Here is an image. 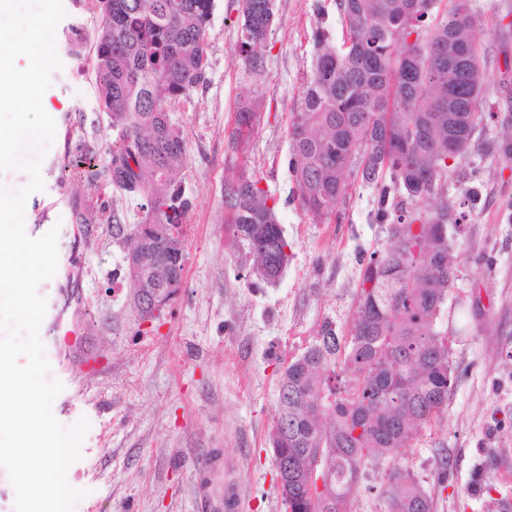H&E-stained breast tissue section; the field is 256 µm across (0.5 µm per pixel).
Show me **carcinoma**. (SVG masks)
<instances>
[{
	"label": "carcinoma",
	"mask_w": 512,
	"mask_h": 512,
	"mask_svg": "<svg viewBox=\"0 0 512 512\" xmlns=\"http://www.w3.org/2000/svg\"><path fill=\"white\" fill-rule=\"evenodd\" d=\"M94 74L103 111L118 130L108 147L110 181L139 201L142 221L110 220L131 242L127 287L172 298L183 287L172 227L193 201L180 175L185 142L168 105L207 83L205 33L214 0H96ZM240 52L254 69L257 48L276 24L272 0H236ZM341 48L323 27L315 62L289 132L287 169L302 211L336 217L348 179L379 190L375 218L385 246L363 267L350 340L332 323L283 369L270 444L288 473L286 512H348L364 471L390 463L387 512H432V491L396 458L397 449L438 417L452 386L441 330L456 279L455 240L470 212L443 197L449 162L466 154L486 126L480 100L486 50L474 37L473 0H335ZM244 105L229 136L249 135ZM243 173L224 186V223L267 282L288 266L292 244L277 201ZM441 197L431 212L414 206ZM343 373L336 372V365Z\"/></svg>",
	"instance_id": "1"
}]
</instances>
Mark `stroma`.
<instances>
[{"mask_svg": "<svg viewBox=\"0 0 512 512\" xmlns=\"http://www.w3.org/2000/svg\"><path fill=\"white\" fill-rule=\"evenodd\" d=\"M475 31L490 56L482 109L512 111V0H476ZM57 26L62 67L45 99L55 107V137L41 165L42 191L25 204V230L58 228V262L68 273L43 282L47 307L40 338L55 380L53 402L66 426L87 419L81 457L67 471L85 495L74 512H225L226 483L239 485L237 512H285L269 433L280 374L325 323L349 336L363 262L381 249L386 225L373 213L378 191L352 181L339 219L319 223L294 202L288 134L311 73L317 27L341 39L334 0H273L277 24L245 66L234 0H215L206 30L209 82L168 107L187 149L182 184L193 203L186 227L184 284L160 318L145 326L123 284L129 243L107 218L124 224L142 212L105 179L89 183L74 160L94 150L98 168L117 138L93 71L95 0H64ZM83 36L68 53L70 27ZM255 112L248 141L231 149L228 133L242 103ZM499 124L476 132L470 153L448 174V199L472 205L456 234L457 278L445 320L455 382L445 413L398 460L425 488L433 512H512V161L486 152ZM258 172L278 202L277 220L292 244L283 275L266 283L239 274L240 250L224 224V184ZM96 208L90 224L77 213ZM82 300L81 334L65 342L51 326L61 291ZM69 346L70 360L60 349ZM223 455L225 468L209 467ZM445 485H437L439 471ZM387 466L365 472L350 512H384Z\"/></svg>", "mask_w": 512, "mask_h": 512, "instance_id": "35a3bbf8", "label": "stroma"}]
</instances>
